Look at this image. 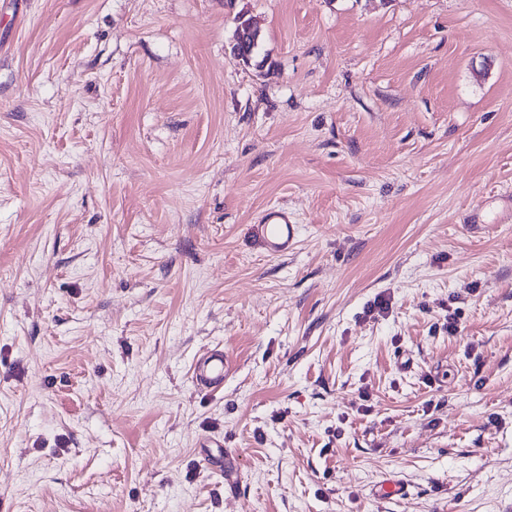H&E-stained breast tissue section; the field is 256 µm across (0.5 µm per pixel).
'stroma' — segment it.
Listing matches in <instances>:
<instances>
[{
	"mask_svg": "<svg viewBox=\"0 0 512 512\" xmlns=\"http://www.w3.org/2000/svg\"><path fill=\"white\" fill-rule=\"evenodd\" d=\"M0 512H512V0H0ZM260 39V32L254 28L245 13L238 16V26L232 44V51L240 60L250 64L249 56ZM261 223L266 250L272 255L288 253L297 234V225L293 224L288 210L269 208L263 213ZM228 371L224 350L219 347L207 348L193 364V385L201 392L217 391L224 387V377Z\"/></svg>",
	"mask_w": 512,
	"mask_h": 512,
	"instance_id": "obj_1",
	"label": "stroma"
}]
</instances>
